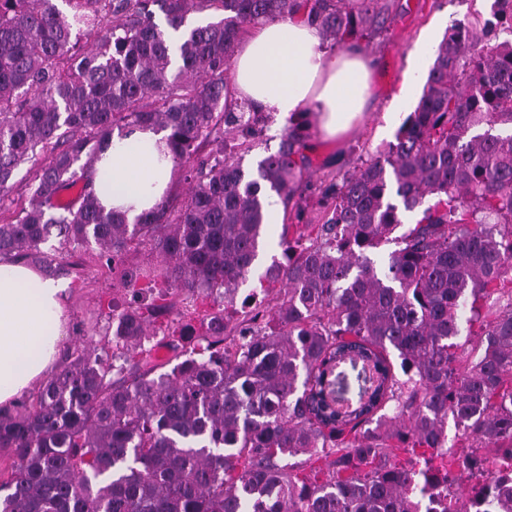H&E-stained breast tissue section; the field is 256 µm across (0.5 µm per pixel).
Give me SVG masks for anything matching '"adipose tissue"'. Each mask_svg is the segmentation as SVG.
Listing matches in <instances>:
<instances>
[{"label": "adipose tissue", "mask_w": 512, "mask_h": 512, "mask_svg": "<svg viewBox=\"0 0 512 512\" xmlns=\"http://www.w3.org/2000/svg\"><path fill=\"white\" fill-rule=\"evenodd\" d=\"M320 29L283 19L252 26L237 46L228 84L230 103L286 122L311 108L319 136L346 140L370 109L376 61L363 44L322 45ZM167 135L133 127L113 137L95 163L94 188L108 211L135 218L175 187ZM65 288L34 266L0 260V407L16 402L56 368L57 344L68 329Z\"/></svg>", "instance_id": "1"}]
</instances>
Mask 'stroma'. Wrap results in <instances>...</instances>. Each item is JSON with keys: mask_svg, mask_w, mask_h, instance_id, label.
Wrapping results in <instances>:
<instances>
[{"mask_svg": "<svg viewBox=\"0 0 512 512\" xmlns=\"http://www.w3.org/2000/svg\"><path fill=\"white\" fill-rule=\"evenodd\" d=\"M490 0H396L386 32L376 37L370 53L380 61L371 88L372 110L366 122L346 141H325L310 137L307 151L309 171L319 179L334 172L337 163L359 165L375 151L392 142L396 125L386 124L384 114L402 94L414 52L423 41L439 43L452 20L469 12L488 13ZM69 260L66 277L71 332L61 340L62 347L74 343L81 326H96L106 333L112 304L122 301L112 277L96 257L92 247L76 248Z\"/></svg>", "mask_w": 512, "mask_h": 512, "instance_id": "35a3bbf8", "label": "stroma"}]
</instances>
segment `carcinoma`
I'll return each mask as SVG.
<instances>
[{
  "instance_id": "carcinoma-1",
  "label": "carcinoma",
  "mask_w": 512,
  "mask_h": 512,
  "mask_svg": "<svg viewBox=\"0 0 512 512\" xmlns=\"http://www.w3.org/2000/svg\"><path fill=\"white\" fill-rule=\"evenodd\" d=\"M63 2L0 0V191L33 171L29 205L0 210V256L54 277L94 244L131 301L112 304V350L82 338L0 412V512H512V0L453 20L395 141L316 185L304 119L243 168L269 119L228 107L236 44L285 18L368 44L391 0ZM140 125L168 132L188 191L131 224L101 207L93 165ZM271 192L293 215L260 271ZM402 209L419 214L405 231ZM141 246L156 264H127ZM181 296L220 308L164 371L146 344ZM304 455L329 478L287 462Z\"/></svg>"
}]
</instances>
